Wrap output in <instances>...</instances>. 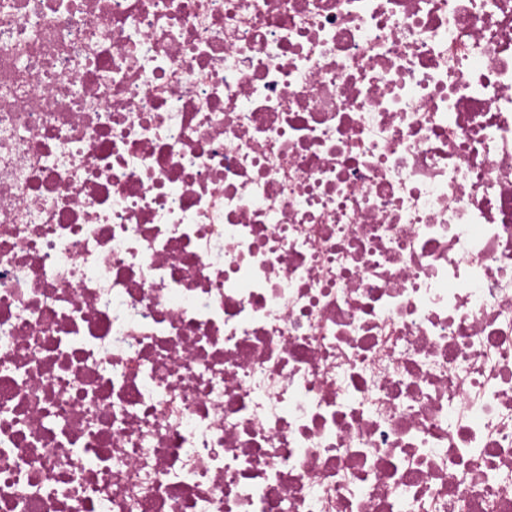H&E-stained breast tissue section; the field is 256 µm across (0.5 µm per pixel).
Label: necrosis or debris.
<instances>
[{"instance_id":"1","label":"necrosis or debris","mask_w":512,"mask_h":512,"mask_svg":"<svg viewBox=\"0 0 512 512\" xmlns=\"http://www.w3.org/2000/svg\"><path fill=\"white\" fill-rule=\"evenodd\" d=\"M0 512H512V0H0Z\"/></svg>"}]
</instances>
